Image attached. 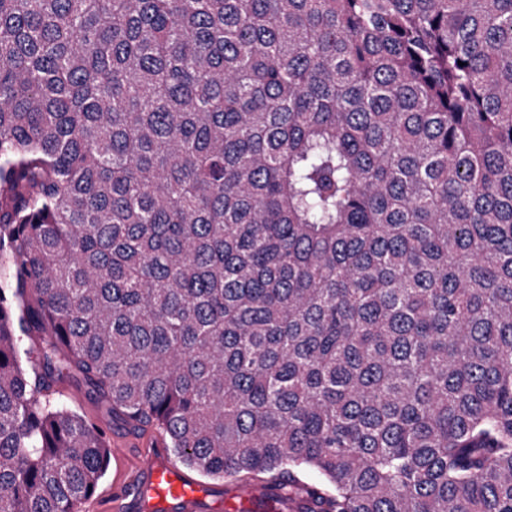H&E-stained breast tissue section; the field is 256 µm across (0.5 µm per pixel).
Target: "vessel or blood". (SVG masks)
Returning a JSON list of instances; mask_svg holds the SVG:
<instances>
[{
    "label": "vessel or blood",
    "mask_w": 512,
    "mask_h": 512,
    "mask_svg": "<svg viewBox=\"0 0 512 512\" xmlns=\"http://www.w3.org/2000/svg\"><path fill=\"white\" fill-rule=\"evenodd\" d=\"M206 488L186 477L169 458L166 448L155 445L142 451L140 459L123 483L114 487L112 505L115 512H196ZM244 495L253 498L264 512H302L303 498H288L282 492L247 487Z\"/></svg>",
    "instance_id": "vessel-or-blood-1"
}]
</instances>
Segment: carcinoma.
I'll use <instances>...</instances> for the list:
<instances>
[{"mask_svg": "<svg viewBox=\"0 0 512 512\" xmlns=\"http://www.w3.org/2000/svg\"><path fill=\"white\" fill-rule=\"evenodd\" d=\"M64 379L308 512H512V0H0V512L105 475Z\"/></svg>", "mask_w": 512, "mask_h": 512, "instance_id": "obj_1", "label": "carcinoma"}]
</instances>
